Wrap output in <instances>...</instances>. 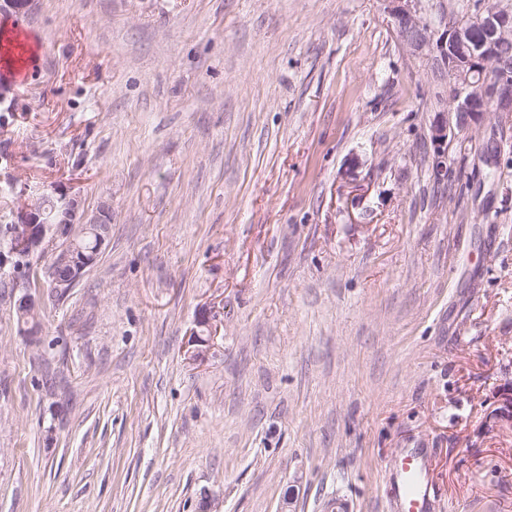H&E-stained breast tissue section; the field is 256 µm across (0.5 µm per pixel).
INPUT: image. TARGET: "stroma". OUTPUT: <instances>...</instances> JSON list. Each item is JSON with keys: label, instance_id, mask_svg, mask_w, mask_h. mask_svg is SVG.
Wrapping results in <instances>:
<instances>
[{"label": "stroma", "instance_id": "35a3bbf8", "mask_svg": "<svg viewBox=\"0 0 512 512\" xmlns=\"http://www.w3.org/2000/svg\"><path fill=\"white\" fill-rule=\"evenodd\" d=\"M18 27L0 225L50 194L112 226L37 326L0 286V512H396L416 448L430 512H512V113L450 127L434 180L384 0H31Z\"/></svg>", "mask_w": 512, "mask_h": 512}]
</instances>
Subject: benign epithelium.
Segmentation results:
<instances>
[{"instance_id":"benign-epithelium-1","label":"benign epithelium","mask_w":512,"mask_h":512,"mask_svg":"<svg viewBox=\"0 0 512 512\" xmlns=\"http://www.w3.org/2000/svg\"><path fill=\"white\" fill-rule=\"evenodd\" d=\"M396 36L415 59L421 61L451 100V107L433 108L430 136L435 146L432 169L436 179L448 178V112H453L456 125L472 129L493 106L499 113L512 112V79L508 69L497 71L498 78L489 80L487 71L494 61L498 44L512 36V16L501 13L493 0H484L480 15L472 25H465L446 15L437 23L425 20L422 0H386ZM112 209L104 204L92 218L80 212L74 198H59L52 208L40 207L25 214L17 225L21 246L28 255L37 252L51 255V267L44 268L51 280L53 297H62L75 286L86 266L78 259L88 236L101 251L108 234ZM63 247L55 249V242ZM33 275L15 282L22 292L14 302L21 317L34 315L43 300L41 289L34 288Z\"/></svg>"}]
</instances>
